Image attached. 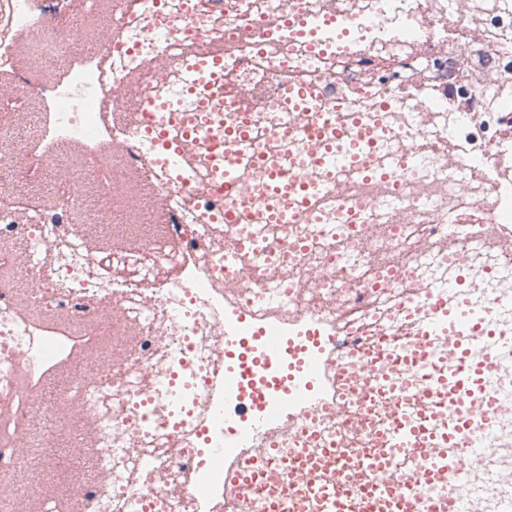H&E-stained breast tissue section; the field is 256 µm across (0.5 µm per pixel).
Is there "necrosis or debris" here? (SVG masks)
I'll return each instance as SVG.
<instances>
[{
    "mask_svg": "<svg viewBox=\"0 0 512 512\" xmlns=\"http://www.w3.org/2000/svg\"><path fill=\"white\" fill-rule=\"evenodd\" d=\"M185 4L125 0L89 54L62 22L71 0H0V512H45L41 489L66 512H253L225 470L260 457L267 438L293 447L310 404L335 412L319 436L365 438L356 404L322 377L271 401L253 445L227 444L238 422L209 410H233L245 391L210 380L228 365L237 302L285 336L319 327L340 346L399 327L397 306L419 285L464 272L484 297L512 281V0H301L303 30L286 22L288 0L198 4V29L224 47L216 111L260 114L262 141L298 120L289 85H314L342 119L388 113L376 152L415 157L394 180L347 174L322 193V223L345 202L362 226L324 238L305 220L267 225L255 273L237 270L224 203L204 192L211 171L175 176L151 136L130 142L98 110L106 91L122 109L142 72L137 123L158 121L162 102L191 109L172 95L179 73L150 67L177 57L157 18ZM332 9L351 24L326 23ZM88 225L102 247L85 246ZM283 240L311 247L275 252ZM403 268L411 279H397ZM497 320L504 355L489 384L505 406L447 482L423 490L453 512H512L511 301ZM63 368L70 386L53 412L44 387ZM206 448L222 460L202 461Z\"/></svg>",
    "mask_w": 512,
    "mask_h": 512,
    "instance_id": "4bbe7bcc",
    "label": "necrosis or debris"
}]
</instances>
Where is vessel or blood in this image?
Returning a JSON list of instances; mask_svg holds the SVG:
<instances>
[{
  "mask_svg": "<svg viewBox=\"0 0 512 512\" xmlns=\"http://www.w3.org/2000/svg\"><path fill=\"white\" fill-rule=\"evenodd\" d=\"M193 12L168 22L183 48L177 61L183 68L182 95L196 99L192 112L168 111L153 136L170 155L185 165L203 163L214 170L210 192L237 195L236 206L224 213V225L284 224L301 217L316 220L318 198L297 161L274 162L265 148L252 146L255 126L238 113H215L211 122L201 123L199 115L209 108L208 94L223 85L224 50L193 31ZM388 128L375 115L340 126L325 120L323 113L309 115L307 126L279 133L284 149L296 138L308 137L313 146L314 166L324 182L336 179L339 164L365 176L379 170L393 173L394 163L377 161L373 141ZM346 141L344 156H337V141ZM261 170L269 195L256 200L242 192L240 171ZM472 288L463 279L452 284L427 285L417 300L404 303L403 325L391 336L370 345L352 344L337 354L331 366L346 395H374L376 409L363 413L372 444L353 468L336 463L334 449L321 455H307L304 448L272 449L273 469L256 462L239 466L232 481L241 493L266 487L256 512H436L421 488L443 483L462 461L467 449L479 447L500 405L501 397L487 381L499 368L501 345L493 315L497 300L475 302ZM225 347L239 354L238 369L226 373L225 386L241 383L258 372H274L272 383L253 389L235 409L242 421L239 439L249 437L259 408L271 395L288 397L301 377H316L318 365L308 359L298 374L281 373L291 349L318 346L315 333L308 332L295 342L258 321L255 313L238 309L228 321ZM398 362L429 372V383L403 379L391 384L371 380L374 369Z\"/></svg>",
  "mask_w": 512,
  "mask_h": 512,
  "instance_id": "obj_1",
  "label": "vessel or blood"
}]
</instances>
